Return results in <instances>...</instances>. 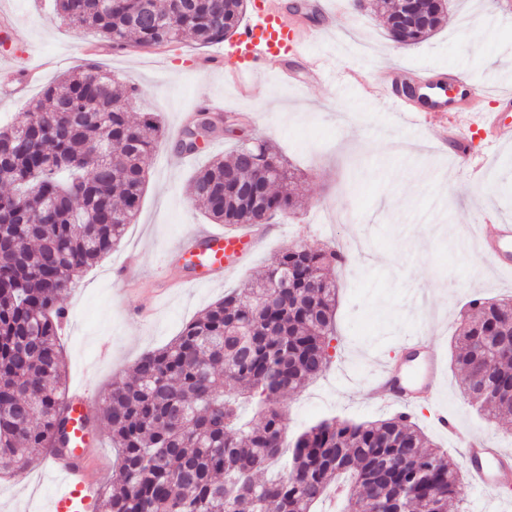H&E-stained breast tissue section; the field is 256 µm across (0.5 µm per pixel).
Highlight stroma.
Listing matches in <instances>:
<instances>
[{"label":"stroma","instance_id":"35a3bbf8","mask_svg":"<svg viewBox=\"0 0 512 512\" xmlns=\"http://www.w3.org/2000/svg\"><path fill=\"white\" fill-rule=\"evenodd\" d=\"M507 2L449 0L444 26L406 46L367 9L333 20L297 16L299 25L317 27L310 52L334 62L335 78L315 82L303 73L297 84L280 83L281 60L271 55L256 90L245 93L227 77L242 63L236 39L203 47L186 38L157 52L114 50L100 45L94 31L61 25L53 0H0V13L19 22L8 47H0V67L9 68L12 54L30 48V63L42 68L48 84L99 62L138 88L131 111L155 113L164 130L146 162V192L124 237L63 298L68 388L84 386L101 399L114 378L131 375L143 353L170 343L225 292L262 276L277 251L293 244L335 246L348 261L335 271L334 358L323 376L282 398L289 432L333 417L373 421L397 414L398 406L371 399L367 382L377 365L396 355L400 338L414 334L441 359L440 402L457 433H444L428 404L416 408L414 422L459 462L464 435L512 451V416L479 413L453 363L470 300L512 298V277L497 273L473 243L488 209L512 220V145L493 152L471 133V152L487 156L480 179H472L466 157L432 144L423 127L405 122L386 100L366 96L362 84L345 77L352 70L371 82L389 70L450 69L489 91L512 90V81L501 77L512 62ZM90 44L96 54H85ZM216 52L222 67L198 68L200 57ZM213 95L223 99L225 112L242 117L241 129L207 141L196 158L184 160L175 141L196 118L197 103ZM245 138L268 142L298 168L301 207L271 221L268 238L247 265L210 287L176 291L151 320H140L135 311L167 270L173 247L208 223L186 201L188 181ZM24 472L33 480L25 492L16 479H0V512H48L59 486L44 474L42 454L26 458Z\"/></svg>","mask_w":512,"mask_h":512}]
</instances>
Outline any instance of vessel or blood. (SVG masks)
Returning a JSON list of instances; mask_svg holds the SVG:
<instances>
[{
  "label": "vessel or blood",
  "mask_w": 512,
  "mask_h": 512,
  "mask_svg": "<svg viewBox=\"0 0 512 512\" xmlns=\"http://www.w3.org/2000/svg\"><path fill=\"white\" fill-rule=\"evenodd\" d=\"M239 42L251 49L243 66L234 72L237 84H251L262 66L260 50L283 55L281 79L292 77L295 65H305L315 79L327 74L329 63L322 58L310 57L305 42L296 40L278 17H269L262 25L245 26L239 34ZM42 77L40 68L29 63L16 64L0 76V92L17 88L26 92ZM455 87L456 96H448L447 87ZM366 91L374 97L388 100L394 109L408 113L412 121L421 115L437 114L438 119L430 123L431 137L440 143L455 139L464 145L467 130L478 128L490 136V147L497 148L512 143V129L501 125L498 112H483L476 106L483 97L481 86L470 83L462 74L429 73L417 77L407 71L381 79L367 85ZM266 235V227L255 224L248 229L227 233L221 230L202 229L179 243L176 252L187 271L185 285L206 287L225 274L238 270L256 250ZM479 248L491 253L498 271L512 274V224H484L480 227ZM440 359L436 353L423 354L420 369L415 377H406L403 370L390 366L380 367L370 379L372 394L395 404H403L406 395L427 391L438 395L441 380ZM66 403L70 418V446L67 451L49 450L44 459L46 474L61 479L64 493L56 501V512H68L73 501L90 502L96 497L97 476L86 463L84 450L96 440L85 425L95 411V404L85 390L69 393ZM464 459L471 476V489L494 491L502 484L512 481V469L504 466L507 457L504 450L487 445L484 438L469 437L465 443Z\"/></svg>",
  "instance_id": "obj_1"
}]
</instances>
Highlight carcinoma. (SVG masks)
<instances>
[{
	"label": "carcinoma",
	"instance_id": "carcinoma-1",
	"mask_svg": "<svg viewBox=\"0 0 512 512\" xmlns=\"http://www.w3.org/2000/svg\"><path fill=\"white\" fill-rule=\"evenodd\" d=\"M247 0H55L57 16L95 31L116 49L160 47L185 37L222 43L239 27ZM429 17L398 21L378 0L389 35L417 44L447 9L414 0ZM138 89L97 63L44 87L22 118L0 127L17 137L0 154V475L17 476L26 455L55 446L66 413L60 341L62 296L84 270L121 241L139 211L145 158L160 142L156 116L118 109ZM278 167L258 180L253 155ZM296 173L268 143H243L217 158L187 188V199L226 227L257 224L298 207ZM341 249L291 245L265 276L224 295L133 375L112 383L95 413L116 462L101 512H312L333 494L342 512H448L464 481L448 453L399 413L375 421L322 420L288 439L281 396L303 389L327 367L335 336ZM454 363L468 397L512 415V299L474 300ZM261 422L239 418V400Z\"/></svg>",
	"mask_w": 512,
	"mask_h": 512
}]
</instances>
